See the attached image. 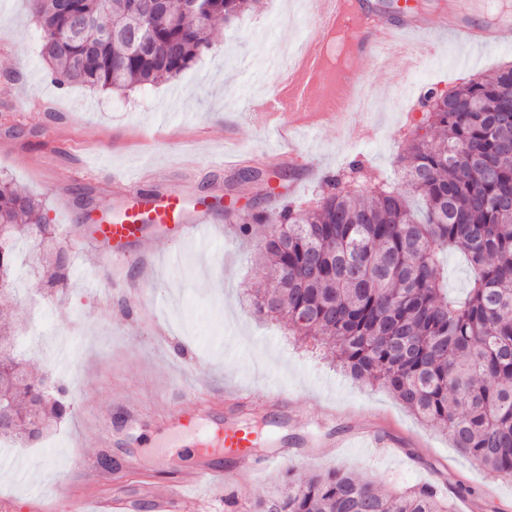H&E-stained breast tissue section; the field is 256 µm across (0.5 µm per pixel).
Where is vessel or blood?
I'll list each match as a JSON object with an SVG mask.
<instances>
[{
    "instance_id": "b4317fda",
    "label": "vessel or blood",
    "mask_w": 512,
    "mask_h": 512,
    "mask_svg": "<svg viewBox=\"0 0 512 512\" xmlns=\"http://www.w3.org/2000/svg\"><path fill=\"white\" fill-rule=\"evenodd\" d=\"M321 37L301 53L297 67L288 69L280 78L277 93L268 103L272 112H306L317 86L334 85L352 91L360 77L354 61L379 59L384 42H404L410 33H436L451 36L475 49H488L512 43V17L501 16L495 23L477 25L457 6L447 0L445 7L434 17L384 21L367 9L364 0H317L315 9ZM135 202L120 218L96 225L94 238L108 247L106 258L113 267L125 268L130 260L126 247L130 242H147L148 228L155 227L177 235L196 237L200 246L211 243L205 211L187 210L180 197L156 199L135 194ZM243 391H236L235 402L228 408L229 423L218 422L209 404L196 411L180 413L167 422L171 434L187 441L199 459L190 470L168 476L164 489L150 501L151 512H188L201 486L223 487L224 469L219 457L234 460L241 469H252L256 446L254 431L242 419ZM71 512H84L93 504L96 512H138L137 499L113 491L101 496L89 492V485H111V476L103 473L95 461H87L69 479Z\"/></svg>"
}]
</instances>
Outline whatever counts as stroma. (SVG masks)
<instances>
[{
	"label": "stroma",
	"instance_id": "1",
	"mask_svg": "<svg viewBox=\"0 0 512 512\" xmlns=\"http://www.w3.org/2000/svg\"><path fill=\"white\" fill-rule=\"evenodd\" d=\"M301 0H260L231 23L215 22L213 46L195 66L148 89L93 91L57 88L39 56L41 30L28 0H0V178L46 203L57 241L70 260L66 287H47L29 267L39 240L15 249L18 278L0 292V319L13 324L12 353L35 377L67 388L72 415L43 437L0 447V497L29 512L43 498L51 512H69L68 475L85 459L112 461L113 488L138 490L132 460L164 455L181 469L197 459L173 448L163 421L192 410L195 385L212 386L214 410L226 413L224 391L248 389V418L258 437L274 433L293 460L250 476L229 471L237 512H247L256 490L287 478L334 467L371 476L395 490L433 483L472 489L470 512H512V480L462 457L448 435L428 426L387 391L340 371L319 343L294 342L287 325L257 314L246 290L266 281L254 260L266 227L238 237L224 209L280 211L281 195L311 205L327 176L362 160L376 174L403 185L398 161L420 118L417 100L396 111L390 98L401 79L416 91L450 88L459 65L487 74L512 63V44L474 51L439 39L433 56L403 75L399 60L355 62L376 109L359 117L333 112L268 115L246 111L248 99L268 96L279 71L291 64V48L317 39ZM292 128L295 148L307 152L313 176L277 166L268 134ZM163 198L180 196L187 207L209 210L212 243L200 252L194 239L152 235L153 274L136 267L115 273L89 241V225L109 218L130 197V185ZM69 370H61V350ZM282 391L287 408L274 413L269 391ZM141 402L140 428L123 422L126 398ZM108 415L110 443L101 447L86 409ZM387 436L391 452L354 447L362 434ZM338 440L335 448L326 447Z\"/></svg>",
	"mask_w": 512,
	"mask_h": 512
}]
</instances>
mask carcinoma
<instances>
[{
    "mask_svg": "<svg viewBox=\"0 0 512 512\" xmlns=\"http://www.w3.org/2000/svg\"><path fill=\"white\" fill-rule=\"evenodd\" d=\"M51 81L127 90L178 76L211 49L210 23L257 0H163L132 17L127 0H31ZM423 118L400 161L404 191L351 162L325 180L312 208L237 215L239 233L270 225L257 259L273 275L255 309L300 340L327 345L359 381L385 389L442 429L478 465L512 479V65L428 88ZM420 200L419 213L406 201ZM21 236L53 243L46 205L0 179V287L16 276ZM458 250L475 270L466 296L448 298L439 254ZM47 284L62 287L68 258L36 254ZM0 324V440L34 439L64 420L66 390L50 393L11 355ZM435 487L396 492L341 469L258 496L252 512H453Z\"/></svg>",
    "mask_w": 512,
    "mask_h": 512,
    "instance_id": "cac0c4a2",
    "label": "carcinoma"
}]
</instances>
